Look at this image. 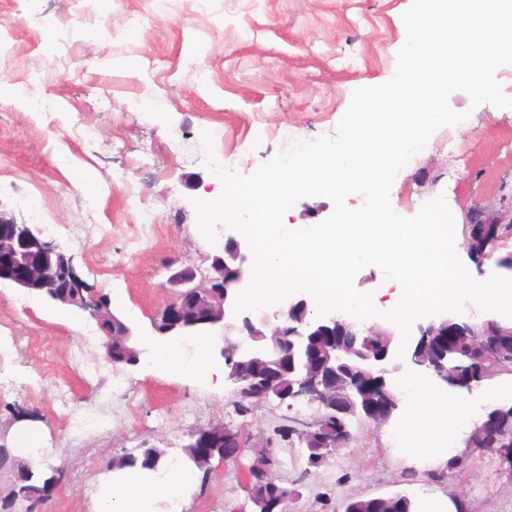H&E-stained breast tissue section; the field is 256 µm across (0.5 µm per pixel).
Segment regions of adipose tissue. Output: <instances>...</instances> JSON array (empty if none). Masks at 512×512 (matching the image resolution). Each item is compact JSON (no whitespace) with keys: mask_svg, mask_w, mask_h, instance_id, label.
Instances as JSON below:
<instances>
[{"mask_svg":"<svg viewBox=\"0 0 512 512\" xmlns=\"http://www.w3.org/2000/svg\"><path fill=\"white\" fill-rule=\"evenodd\" d=\"M402 384L410 389L411 398L407 414L396 429L416 436L404 454L408 459L437 465L444 464L448 458L450 436L474 426L478 405L492 407L500 404L503 393L512 394V380L486 387L477 398L465 390L439 394L434 381L418 375L404 378ZM194 489L195 478L191 475H173L164 485L133 475L113 481L111 490L101 498L97 512H138L141 504L152 499H165L172 494L187 498Z\"/></svg>","mask_w":512,"mask_h":512,"instance_id":"1","label":"adipose tissue"}]
</instances>
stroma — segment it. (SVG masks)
<instances>
[{
  "label": "stroma",
  "instance_id": "stroma-1",
  "mask_svg": "<svg viewBox=\"0 0 512 512\" xmlns=\"http://www.w3.org/2000/svg\"><path fill=\"white\" fill-rule=\"evenodd\" d=\"M410 4L171 0L160 11L153 0H94L80 20L74 0H43L38 16L0 0V80L31 81L54 103L34 112L23 99L0 100V208L31 224L18 198H41L44 223L59 227L53 241L109 296L142 352L136 366L112 363L96 320L0 281V445L17 447L26 422L39 427L51 487L38 512H95L112 457L155 446L181 463L190 434L217 422L244 428L251 446L270 445L274 478L296 485L286 512H344L354 498L397 492L512 512V468L497 454H464L438 482L425 469L409 473L392 422L357 421L347 447L310 470L299 440L279 429L284 415L308 418L315 405L273 400L244 416L229 383L148 359L168 277L184 266L206 275L222 250L202 237L192 205L223 189L202 132L244 177L287 152L283 129L306 141L333 134L354 90L393 76ZM449 104L468 112L465 125L438 130L400 170L393 209L412 217L442 195L459 225L474 203L512 211V112L472 106L460 90ZM79 175L86 189L73 186ZM85 414L95 426L73 428ZM244 475L239 463L213 460L181 512H248Z\"/></svg>",
  "mask_w": 512,
  "mask_h": 512
}]
</instances>
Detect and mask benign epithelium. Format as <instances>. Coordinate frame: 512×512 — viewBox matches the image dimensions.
<instances>
[{
	"label": "benign epithelium",
	"instance_id": "7a95c632",
	"mask_svg": "<svg viewBox=\"0 0 512 512\" xmlns=\"http://www.w3.org/2000/svg\"><path fill=\"white\" fill-rule=\"evenodd\" d=\"M466 223L491 225L503 224L505 220L501 213L476 204L467 211ZM249 255L250 248L243 236L225 232L222 253L212 258L208 276L197 279L192 267L181 268L169 276L167 284L173 288L174 298L159 312L153 325L156 335L168 337L189 336V328L197 325L205 326L206 333L217 327L234 328L236 341L223 344L219 354L237 398L263 400L274 384L284 380L286 390L278 395L279 404L292 409L294 404L305 401L334 411L344 406L346 415L351 413L349 407L354 404L357 388L362 387L374 400L367 421L379 424L387 421L398 405L394 377L409 373L434 376L442 372V359L435 357L424 362L415 353L417 348L428 347L437 335L436 320L417 326V334L410 336L402 361L396 359L401 338L386 333L372 371L366 377L350 378L336 370V357L344 350L340 337L347 332L371 336L380 326H361L332 312L319 316L303 296H291L281 302V321L275 326L252 311L234 314L236 295L251 273ZM0 280L29 291L48 290L56 302L80 308L103 329L112 355L130 366L139 363L141 351L128 339L132 330H116L121 320L110 307L83 297L88 285L77 273L72 259L47 239L40 228L19 224L1 211ZM453 378L458 387L471 391L478 386L482 373L460 370ZM296 434L306 444L310 457L333 454L349 441V431L340 417L335 418L325 437L299 429ZM235 438L233 429L222 423L192 433L190 443L197 464L205 468L216 456L224 461L239 456L241 449H233ZM255 500V512H278L288 498L281 496L275 479L269 477Z\"/></svg>",
	"mask_w": 512,
	"mask_h": 512
}]
</instances>
